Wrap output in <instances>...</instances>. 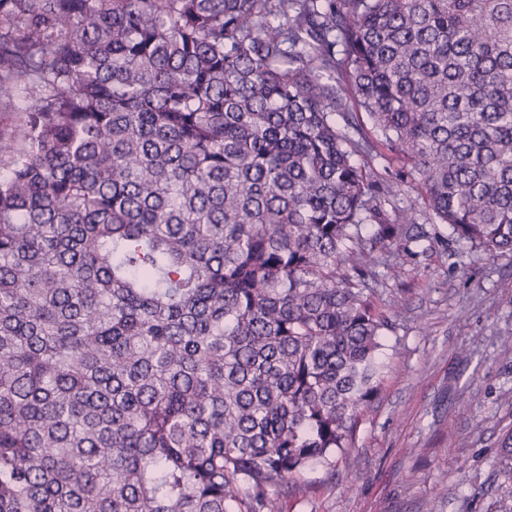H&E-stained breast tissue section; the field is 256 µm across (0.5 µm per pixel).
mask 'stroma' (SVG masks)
<instances>
[{
  "mask_svg": "<svg viewBox=\"0 0 512 512\" xmlns=\"http://www.w3.org/2000/svg\"><path fill=\"white\" fill-rule=\"evenodd\" d=\"M439 231L426 254L391 249L400 275L379 278L373 301L404 307L383 340L381 391L348 459L305 468L282 512H512L497 459L512 428V253Z\"/></svg>",
  "mask_w": 512,
  "mask_h": 512,
  "instance_id": "1",
  "label": "stroma"
}]
</instances>
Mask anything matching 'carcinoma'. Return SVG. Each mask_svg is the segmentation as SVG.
<instances>
[{"label": "carcinoma", "mask_w": 512, "mask_h": 512, "mask_svg": "<svg viewBox=\"0 0 512 512\" xmlns=\"http://www.w3.org/2000/svg\"><path fill=\"white\" fill-rule=\"evenodd\" d=\"M0 108V512H278L355 447L438 240L378 146L512 252V0H0Z\"/></svg>", "instance_id": "carcinoma-1"}]
</instances>
